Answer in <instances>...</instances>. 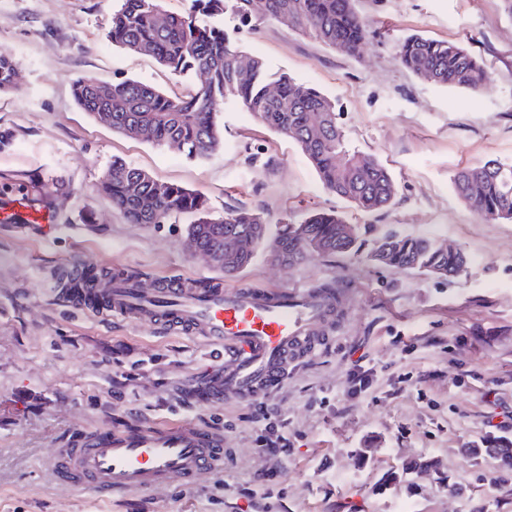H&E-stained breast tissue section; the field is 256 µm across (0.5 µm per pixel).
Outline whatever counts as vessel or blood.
I'll return each mask as SVG.
<instances>
[{"instance_id":"1","label":"vessel or blood","mask_w":512,"mask_h":512,"mask_svg":"<svg viewBox=\"0 0 512 512\" xmlns=\"http://www.w3.org/2000/svg\"><path fill=\"white\" fill-rule=\"evenodd\" d=\"M84 269L83 263H72L70 284L60 291L71 306L98 317L161 321L219 347V357L205 373L186 384L200 405L246 401L270 392L283 381L290 362L314 350L320 323L336 310L334 296L310 288H214L200 294L168 281L150 293L119 282L91 291L81 286ZM53 469L65 484L113 499L174 481L189 487L203 472L223 471L224 436L186 421L134 431H91L84 433L79 447L58 449Z\"/></svg>"}]
</instances>
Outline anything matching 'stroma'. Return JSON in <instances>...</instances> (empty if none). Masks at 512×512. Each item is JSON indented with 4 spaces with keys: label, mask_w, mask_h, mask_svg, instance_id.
I'll list each match as a JSON object with an SVG mask.
<instances>
[{
    "label": "stroma",
    "mask_w": 512,
    "mask_h": 512,
    "mask_svg": "<svg viewBox=\"0 0 512 512\" xmlns=\"http://www.w3.org/2000/svg\"><path fill=\"white\" fill-rule=\"evenodd\" d=\"M373 34L360 57L290 21L252 28L213 17L246 55L316 87L336 104L352 150L380 160L397 186L386 209L365 213L327 190L297 144L226 100L222 149L193 160L176 146L112 131L71 94L74 79L133 78L175 97L199 77H173L108 36L115 0H0V50L20 77L0 94V207L50 206L51 232L0 224V512H512V468L468 455L512 439V221L488 220L456 195L453 174L512 163V11L504 0H356ZM463 43L489 80L477 91L440 88L396 56L409 34ZM204 194L214 214L245 208L269 227L337 212L359 229L355 254L286 267L264 253L235 277L195 256L187 217L129 223L96 189L113 159ZM389 231L462 247L465 271L438 278L372 262ZM223 288L286 290L336 282L341 302L323 345L255 400L198 406L187 381L202 374L206 342L162 323L97 318L57 299L72 260ZM188 420L222 430L226 469L193 488L167 486L120 500L60 482L57 449L81 431ZM274 425L287 439L271 497L234 485L268 467L257 448ZM431 462L427 476L417 463ZM459 489L450 496L449 486Z\"/></svg>",
    "instance_id": "obj_1"
}]
</instances>
